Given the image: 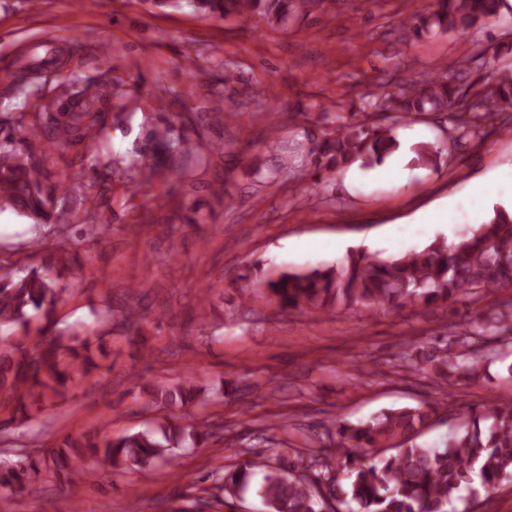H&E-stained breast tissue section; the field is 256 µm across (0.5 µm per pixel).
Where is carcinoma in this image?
Masks as SVG:
<instances>
[{
	"mask_svg": "<svg viewBox=\"0 0 512 512\" xmlns=\"http://www.w3.org/2000/svg\"><path fill=\"white\" fill-rule=\"evenodd\" d=\"M148 2L158 8L183 4L205 18L249 22L256 29L262 23L286 27L321 5V0ZM505 4L506 0H434L432 9L419 17L415 34L466 33L499 17ZM70 85L81 100L89 88H98L91 101L104 104L123 91L120 83L82 78L70 80ZM49 106L37 104L29 119L17 117L16 124L0 126V211L9 208L41 225L51 224L62 189L57 181L48 183L41 159L67 147L92 154L101 131L100 113L87 109L52 115L48 127L43 110ZM369 106L401 118L445 111L457 140L479 136L494 123L507 131L512 126V115L505 112L512 106V74L471 93L442 73L427 72L403 85L373 88ZM160 110L163 115L146 131L141 150L151 154L154 164L133 159L123 171L151 177L160 165L196 152L197 145L177 129L171 103L163 101ZM398 148L393 128L340 116L314 151L313 183L324 188L351 165L379 163ZM506 288H512V212L496 206L487 221L452 243L436 239L391 259L360 251L339 265L284 271L266 282L264 299L282 310L356 306L376 315L392 308L445 307L461 294L480 301ZM63 292L48 269L0 266V407L12 422L31 423V402H51L64 395L74 379L99 368L85 328L55 330L54 314ZM33 315L42 323L32 336L28 328ZM493 364L512 378V300L467 313L448 323L447 331L410 344L399 358V367L450 390L463 381L481 379ZM148 394L154 404L170 408L206 403L223 391L188 377L176 385L154 383ZM439 410L440 405L431 402L382 411L356 424L339 418L326 421L324 432L311 441L308 457H283L273 464L262 456H245L219 478L213 501L221 504L223 493L238 497L251 490L265 512H448L462 488L477 481L493 490L512 480V404L469 406L463 414L450 402L447 415L457 423L445 438L429 444L421 436ZM210 436L173 416L115 438L103 425L93 433L63 437L51 451L50 468L74 490L102 478L92 461L123 470L168 466L178 449L203 447ZM367 448L378 456L364 463L356 453ZM40 465L32 457L1 464L0 495L22 493L39 475ZM258 470L263 472L262 482L254 485Z\"/></svg>",
	"mask_w": 512,
	"mask_h": 512,
	"instance_id": "carcinoma-1",
	"label": "carcinoma"
}]
</instances>
